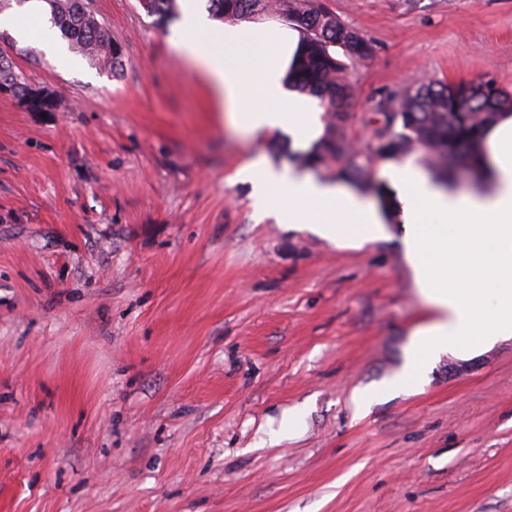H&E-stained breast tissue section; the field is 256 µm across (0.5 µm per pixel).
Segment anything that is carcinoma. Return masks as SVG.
I'll return each mask as SVG.
<instances>
[{
    "mask_svg": "<svg viewBox=\"0 0 512 512\" xmlns=\"http://www.w3.org/2000/svg\"><path fill=\"white\" fill-rule=\"evenodd\" d=\"M46 2L50 22L72 49L112 69L121 66V48L112 43L87 0ZM142 4L159 26L169 22L174 10V0H142ZM209 5L212 14L224 22L236 23L276 10L302 29L304 45L295 61L292 85L300 93L320 100L327 122L318 146L299 155L298 160L308 167H334L336 175L364 183L367 164L358 151L349 147L347 105L354 90L342 57L368 56L369 43L316 0H209ZM340 42L348 46L341 56L336 52ZM8 80L15 84L13 98L25 102L32 84L16 71L10 57L0 56V83ZM481 88L476 95L469 84L429 82L397 93L385 107L386 125L376 126L370 117L366 120L372 127L371 156L398 161L417 153L427 171L439 181L448 180L461 164L476 170L474 155L483 128L498 112L512 111L511 93L491 80L481 82Z\"/></svg>",
    "mask_w": 512,
    "mask_h": 512,
    "instance_id": "obj_1",
    "label": "carcinoma"
}]
</instances>
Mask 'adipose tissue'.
Listing matches in <instances>:
<instances>
[{"label": "adipose tissue", "mask_w": 512, "mask_h": 512, "mask_svg": "<svg viewBox=\"0 0 512 512\" xmlns=\"http://www.w3.org/2000/svg\"><path fill=\"white\" fill-rule=\"evenodd\" d=\"M304 41L287 22L246 19L217 27L204 0H181L175 53L212 82L233 125L257 136L288 130L299 145L318 139V101L288 87ZM478 178L465 192L435 183L412 163L391 166L389 216L361 193L305 172L274 169L264 155L234 174L255 205L280 224L311 227L335 244L361 247L401 222L406 259L427 309L407 362L387 390H412L441 356L467 358L512 338V113H500L478 147Z\"/></svg>", "instance_id": "adipose-tissue-1"}]
</instances>
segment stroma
<instances>
[{
  "label": "stroma",
  "instance_id": "stroma-1",
  "mask_svg": "<svg viewBox=\"0 0 512 512\" xmlns=\"http://www.w3.org/2000/svg\"><path fill=\"white\" fill-rule=\"evenodd\" d=\"M123 52L12 58L0 97V512H512V340L406 363L424 306L399 232L341 248L258 221L233 129L139 0H89ZM372 47L349 135L431 80L512 93V0H322ZM304 414L290 436L289 412ZM10 78L15 84L13 98L27 107L25 98L34 86L27 81L21 72L16 71V66L10 57L0 56V83L8 81ZM28 110L31 111L29 108Z\"/></svg>",
  "mask_w": 512,
  "mask_h": 512
}]
</instances>
